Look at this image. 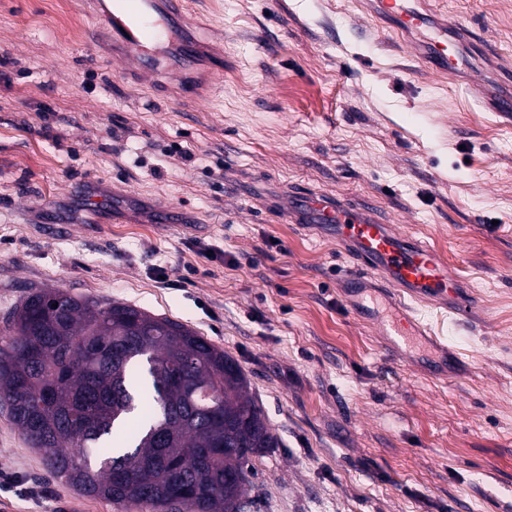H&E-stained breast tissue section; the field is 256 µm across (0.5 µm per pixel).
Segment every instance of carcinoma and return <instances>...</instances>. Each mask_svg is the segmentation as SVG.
Wrapping results in <instances>:
<instances>
[{"instance_id": "carcinoma-1", "label": "carcinoma", "mask_w": 512, "mask_h": 512, "mask_svg": "<svg viewBox=\"0 0 512 512\" xmlns=\"http://www.w3.org/2000/svg\"><path fill=\"white\" fill-rule=\"evenodd\" d=\"M0 337V405L81 493L152 512H248L278 447L224 350L136 307L36 291Z\"/></svg>"}]
</instances>
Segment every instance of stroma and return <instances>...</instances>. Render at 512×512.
<instances>
[{"label":"stroma","mask_w":512,"mask_h":512,"mask_svg":"<svg viewBox=\"0 0 512 512\" xmlns=\"http://www.w3.org/2000/svg\"><path fill=\"white\" fill-rule=\"evenodd\" d=\"M362 0H188L210 97L136 85L100 58L78 0H0V321L30 293L132 305L232 356L278 447L253 457L257 512H512V0H434L484 41L455 80ZM120 188V211L93 209ZM366 201L447 258L473 309L422 319L438 379L345 302L351 260L286 222L289 195ZM181 213L188 228L163 223ZM215 261L202 262L200 247ZM6 512H121L51 474L0 410Z\"/></svg>","instance_id":"35a3bbf8"}]
</instances>
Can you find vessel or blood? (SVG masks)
Returning a JSON list of instances; mask_svg holds the SVG:
<instances>
[{
	"label": "vessel or blood",
	"mask_w": 512,
	"mask_h": 512,
	"mask_svg": "<svg viewBox=\"0 0 512 512\" xmlns=\"http://www.w3.org/2000/svg\"><path fill=\"white\" fill-rule=\"evenodd\" d=\"M91 5L94 45L104 58L130 60L136 80L162 72L181 78L194 63L197 47L181 28L185 0H91ZM378 5L381 16L393 19L404 35L427 33L428 50L420 57L425 68L452 76L464 67V57L448 49L447 31L432 29L426 12L411 6L410 0H378ZM286 217L335 236L348 253L353 266L342 277L345 295L359 296L373 286L389 292L399 317L379 323L387 347L406 351L412 365H428L434 377L447 376L446 346L435 345L436 357L429 361L413 351L415 340L432 339L415 304L443 307L457 321L464 319L472 307L463 283L449 272L436 250L378 220L371 208L361 203L302 193L289 202Z\"/></svg>",
	"instance_id": "vessel-or-blood-1"
}]
</instances>
